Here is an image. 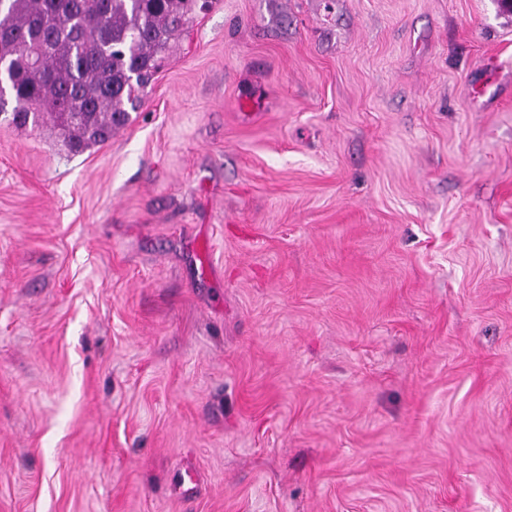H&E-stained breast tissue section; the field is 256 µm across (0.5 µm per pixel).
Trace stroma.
Returning <instances> with one entry per match:
<instances>
[{"label": "stroma", "instance_id": "stroma-1", "mask_svg": "<svg viewBox=\"0 0 512 512\" xmlns=\"http://www.w3.org/2000/svg\"><path fill=\"white\" fill-rule=\"evenodd\" d=\"M0 512H512V14L210 0L106 142L0 114Z\"/></svg>", "mask_w": 512, "mask_h": 512}]
</instances>
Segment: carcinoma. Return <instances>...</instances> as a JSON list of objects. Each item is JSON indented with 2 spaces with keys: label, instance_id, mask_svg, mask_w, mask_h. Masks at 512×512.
<instances>
[{
  "label": "carcinoma",
  "instance_id": "cac0c4a2",
  "mask_svg": "<svg viewBox=\"0 0 512 512\" xmlns=\"http://www.w3.org/2000/svg\"><path fill=\"white\" fill-rule=\"evenodd\" d=\"M196 0H0V63L18 127L52 123L79 153L129 120ZM44 45L47 60L28 58Z\"/></svg>",
  "mask_w": 512,
  "mask_h": 512
}]
</instances>
